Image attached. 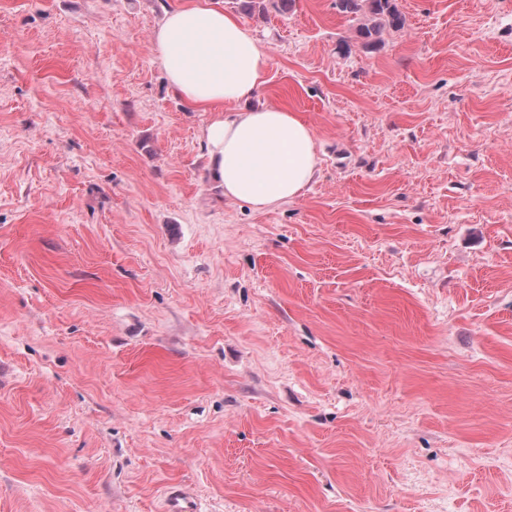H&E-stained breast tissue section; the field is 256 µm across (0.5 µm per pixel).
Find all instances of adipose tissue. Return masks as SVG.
<instances>
[{
	"label": "adipose tissue",
	"instance_id": "obj_1",
	"mask_svg": "<svg viewBox=\"0 0 512 512\" xmlns=\"http://www.w3.org/2000/svg\"><path fill=\"white\" fill-rule=\"evenodd\" d=\"M153 42L173 93L211 114L203 138L225 197L261 211L301 196L317 169L314 137L296 113L249 107L269 67L249 29L217 0H183Z\"/></svg>",
	"mask_w": 512,
	"mask_h": 512
}]
</instances>
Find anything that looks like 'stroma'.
<instances>
[{
	"label": "stroma",
	"instance_id": "stroma-1",
	"mask_svg": "<svg viewBox=\"0 0 512 512\" xmlns=\"http://www.w3.org/2000/svg\"><path fill=\"white\" fill-rule=\"evenodd\" d=\"M0 0V512H512V0L239 16L318 173L225 199L151 38ZM336 9L341 13L360 16L357 34L366 51L378 47L384 29L398 31L405 25L396 0H336ZM196 501L179 487H170L166 493V512H200Z\"/></svg>",
	"mask_w": 512,
	"mask_h": 512
}]
</instances>
